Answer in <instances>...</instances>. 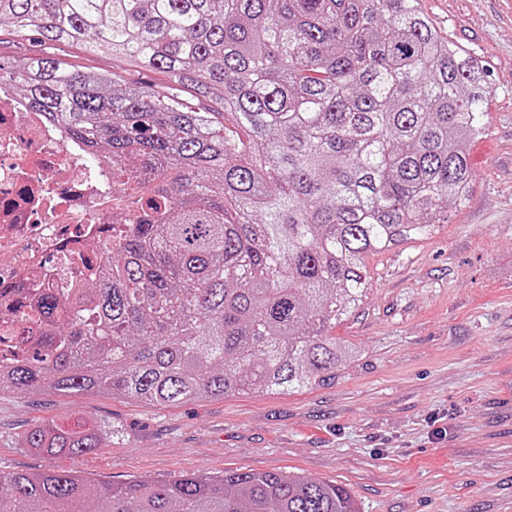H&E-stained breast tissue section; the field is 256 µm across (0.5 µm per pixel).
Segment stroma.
Here are the masks:
<instances>
[{
    "instance_id": "obj_1",
    "label": "stroma",
    "mask_w": 512,
    "mask_h": 512,
    "mask_svg": "<svg viewBox=\"0 0 512 512\" xmlns=\"http://www.w3.org/2000/svg\"><path fill=\"white\" fill-rule=\"evenodd\" d=\"M435 27L482 60L496 90L468 144L474 185L428 239L369 255L364 303L334 336L358 356L290 395L241 394L157 409L120 397L0 394V472L134 477L293 471L344 485L360 512H512V0H423ZM71 70L161 83L76 44H46ZM119 427L71 459L23 448L37 421Z\"/></svg>"
}]
</instances>
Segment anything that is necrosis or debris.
<instances>
[{
	"label": "necrosis or debris",
	"instance_id": "1",
	"mask_svg": "<svg viewBox=\"0 0 512 512\" xmlns=\"http://www.w3.org/2000/svg\"><path fill=\"white\" fill-rule=\"evenodd\" d=\"M126 177L0 89V305L39 282L64 290L98 274L125 222Z\"/></svg>",
	"mask_w": 512,
	"mask_h": 512
}]
</instances>
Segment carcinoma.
<instances>
[{
  "instance_id": "obj_1",
  "label": "carcinoma",
  "mask_w": 512,
  "mask_h": 512,
  "mask_svg": "<svg viewBox=\"0 0 512 512\" xmlns=\"http://www.w3.org/2000/svg\"><path fill=\"white\" fill-rule=\"evenodd\" d=\"M40 44L75 43L166 74L120 85L36 55L0 85L127 176L129 228L98 278L16 288L38 317L0 393H92L155 408L290 394L358 356L331 330L368 291L365 258L427 238L464 203L485 132L480 62L420 0H0ZM224 111L181 103L174 86ZM87 421L33 425L23 447L76 458L112 442ZM359 512L294 472L139 478L0 474V512Z\"/></svg>"
}]
</instances>
